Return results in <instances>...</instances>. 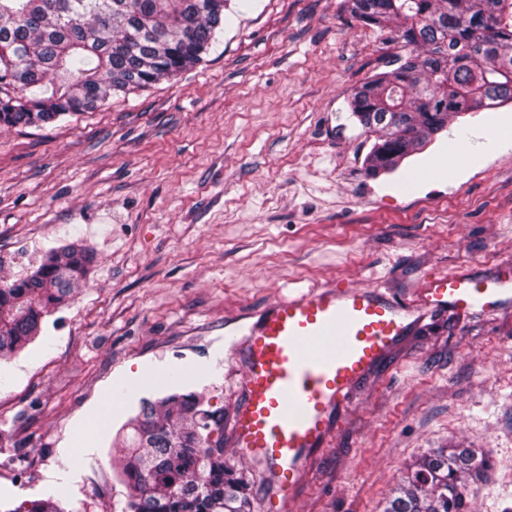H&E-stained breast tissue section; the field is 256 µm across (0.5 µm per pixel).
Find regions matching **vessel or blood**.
Wrapping results in <instances>:
<instances>
[{
    "mask_svg": "<svg viewBox=\"0 0 512 512\" xmlns=\"http://www.w3.org/2000/svg\"><path fill=\"white\" fill-rule=\"evenodd\" d=\"M511 307V272L477 278L458 271L433 276L418 300L327 285L277 300L247 322L234 345L244 397L232 433L280 512H288L312 454L326 446L333 413L421 318Z\"/></svg>",
    "mask_w": 512,
    "mask_h": 512,
    "instance_id": "vessel-or-blood-1",
    "label": "vessel or blood"
}]
</instances>
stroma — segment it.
Listing matches in <instances>:
<instances>
[{
  "mask_svg": "<svg viewBox=\"0 0 512 512\" xmlns=\"http://www.w3.org/2000/svg\"><path fill=\"white\" fill-rule=\"evenodd\" d=\"M206 60L44 126L0 127V280L87 248L78 288L0 359V502L127 512L123 426L197 392L232 422L234 332L311 286L414 298L432 273L512 267V103L451 117L371 175L355 89L407 56L349 0H230ZM436 448L486 453L476 512H512V309L433 313L358 386L291 512H383ZM224 459L267 512L260 469Z\"/></svg>",
  "mask_w": 512,
  "mask_h": 512,
  "instance_id": "35a3bbf8",
  "label": "stroma"
}]
</instances>
